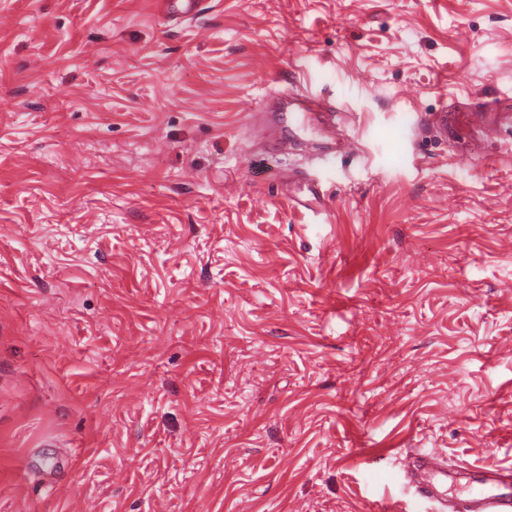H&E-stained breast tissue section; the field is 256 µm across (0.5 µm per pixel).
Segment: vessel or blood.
Returning a JSON list of instances; mask_svg holds the SVG:
<instances>
[{
	"mask_svg": "<svg viewBox=\"0 0 512 512\" xmlns=\"http://www.w3.org/2000/svg\"><path fill=\"white\" fill-rule=\"evenodd\" d=\"M408 479L417 494L429 501H442L448 485L456 483L459 472L437 464L423 452H412ZM467 481L474 487L458 500L455 512H512V476L504 469L486 466L468 471Z\"/></svg>",
	"mask_w": 512,
	"mask_h": 512,
	"instance_id": "b4317fda",
	"label": "vessel or blood"
}]
</instances>
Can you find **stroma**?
<instances>
[{
  "mask_svg": "<svg viewBox=\"0 0 512 512\" xmlns=\"http://www.w3.org/2000/svg\"><path fill=\"white\" fill-rule=\"evenodd\" d=\"M410 448L512 470V0H0V512H439Z\"/></svg>",
  "mask_w": 512,
  "mask_h": 512,
  "instance_id": "1",
  "label": "stroma"
}]
</instances>
